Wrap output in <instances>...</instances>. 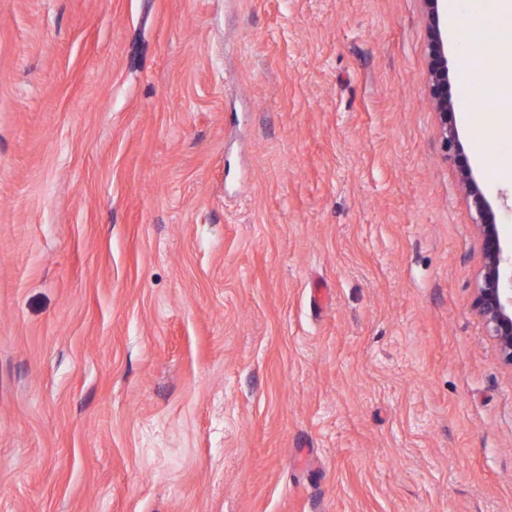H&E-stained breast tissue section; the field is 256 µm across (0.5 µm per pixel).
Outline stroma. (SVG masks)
I'll return each instance as SVG.
<instances>
[{
  "label": "stroma",
  "mask_w": 512,
  "mask_h": 512,
  "mask_svg": "<svg viewBox=\"0 0 512 512\" xmlns=\"http://www.w3.org/2000/svg\"><path fill=\"white\" fill-rule=\"evenodd\" d=\"M445 52L460 159L424 0H0V512H512ZM427 9L428 27L430 31L429 43V79L428 88L431 99L437 106L440 115L443 141L446 150L456 156H461L463 146L458 133L448 116L453 113V103L449 94L450 79L448 59L444 49L443 17L448 16L447 0H424Z\"/></svg>",
  "instance_id": "stroma-1"
}]
</instances>
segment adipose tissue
<instances>
[{
  "label": "adipose tissue",
  "instance_id": "obj_1",
  "mask_svg": "<svg viewBox=\"0 0 512 512\" xmlns=\"http://www.w3.org/2000/svg\"><path fill=\"white\" fill-rule=\"evenodd\" d=\"M456 39L470 61L469 82L488 91L497 103L489 129L512 123V27L460 30Z\"/></svg>",
  "mask_w": 512,
  "mask_h": 512
}]
</instances>
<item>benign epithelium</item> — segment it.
I'll use <instances>...</instances> for the list:
<instances>
[{"label": "benign epithelium", "instance_id": "1", "mask_svg": "<svg viewBox=\"0 0 512 512\" xmlns=\"http://www.w3.org/2000/svg\"><path fill=\"white\" fill-rule=\"evenodd\" d=\"M427 9L429 43L428 88L440 115L445 148L460 156L463 146L448 116L453 113L449 94L448 59L444 49L443 17L448 0H424ZM470 204L480 219L485 269L477 289L475 308L484 319L504 359L512 365V254L505 252L497 230L496 214L470 171H463Z\"/></svg>", "mask_w": 512, "mask_h": 512}]
</instances>
